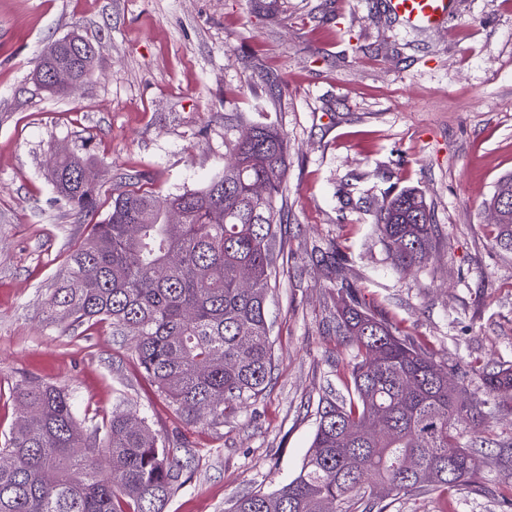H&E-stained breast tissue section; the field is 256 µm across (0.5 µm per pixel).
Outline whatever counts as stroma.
<instances>
[{"mask_svg":"<svg viewBox=\"0 0 512 512\" xmlns=\"http://www.w3.org/2000/svg\"><path fill=\"white\" fill-rule=\"evenodd\" d=\"M448 26H408L387 0H0V440L16 383L49 382L91 425L140 410L170 444L196 448L165 512H227L277 488L299 473L322 399L350 384L321 262L334 244L361 298L439 359L511 366L512 252L495 247L484 203L512 174V0H454ZM74 32L101 45L95 76L57 97L31 73ZM251 124L288 137L267 300L274 370L237 418L188 424L140 372L130 337L46 325L49 289L95 222L55 202L46 169L85 145L103 195L129 175L164 198L203 186ZM405 187L435 225L430 258L408 271L372 234L375 211ZM486 435V492L402 493L387 512H512V473L496 460L512 422Z\"/></svg>","mask_w":512,"mask_h":512,"instance_id":"1","label":"stroma"}]
</instances>
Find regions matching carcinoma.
<instances>
[{"instance_id": "1", "label": "carcinoma", "mask_w": 512, "mask_h": 512, "mask_svg": "<svg viewBox=\"0 0 512 512\" xmlns=\"http://www.w3.org/2000/svg\"><path fill=\"white\" fill-rule=\"evenodd\" d=\"M98 53L91 41L63 37L39 58L35 79L62 94L46 73L69 68L81 85ZM230 145L231 162L200 189L159 199L135 177L116 184L106 216L69 251L45 301L46 320L63 333L108 322L134 336L142 372L173 410L215 427L257 402L271 374L267 294L288 158L287 136L271 125H252ZM91 165L68 150L48 172L57 199L81 217L100 205ZM494 227L496 245L512 251V208ZM373 230L402 270L431 255L432 217L413 189L379 207ZM323 261L340 276L337 246ZM332 333L353 354L348 397L321 407L293 479L239 496L230 512H352L358 503L361 512H387L386 500L401 493L483 491L478 438L486 421L512 415V367H448L344 279ZM470 375L480 398L467 396ZM14 397L19 416L0 448V512H164L186 483L187 465L147 416L116 409L101 432L80 419L65 389L25 382Z\"/></svg>"}]
</instances>
